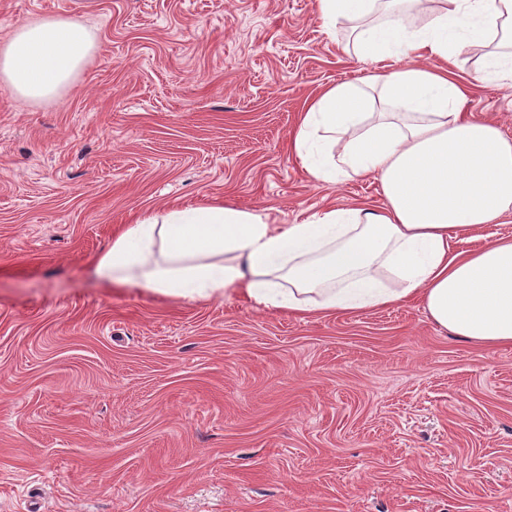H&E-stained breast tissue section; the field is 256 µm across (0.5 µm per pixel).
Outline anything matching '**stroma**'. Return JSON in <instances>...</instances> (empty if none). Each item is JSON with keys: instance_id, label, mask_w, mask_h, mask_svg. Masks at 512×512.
Segmentation results:
<instances>
[{"instance_id": "stroma-1", "label": "stroma", "mask_w": 512, "mask_h": 512, "mask_svg": "<svg viewBox=\"0 0 512 512\" xmlns=\"http://www.w3.org/2000/svg\"><path fill=\"white\" fill-rule=\"evenodd\" d=\"M98 50L60 98L0 88V512H512V346L416 300L294 313L95 280L123 225L222 204L271 223L382 208L314 182L307 99L376 65L317 0H0ZM512 138V79L473 88Z\"/></svg>"}]
</instances>
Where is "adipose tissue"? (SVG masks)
I'll return each instance as SVG.
<instances>
[{"label": "adipose tissue", "mask_w": 512, "mask_h": 512, "mask_svg": "<svg viewBox=\"0 0 512 512\" xmlns=\"http://www.w3.org/2000/svg\"><path fill=\"white\" fill-rule=\"evenodd\" d=\"M419 23L389 11L361 33L377 69L306 103L289 144L309 177H374L386 204L330 207L291 224L221 205L143 214L95 260L106 284L144 285L188 300L235 292L291 312L386 308L421 301L468 343L512 345V239L454 249L512 212V139L475 119L473 87L512 77V0H437ZM380 0H318L328 31L374 15ZM480 50L470 77L461 48ZM97 49L92 29L62 17L18 24L0 42V87L39 103L60 97ZM402 60L397 69L389 60Z\"/></svg>", "instance_id": "1"}]
</instances>
